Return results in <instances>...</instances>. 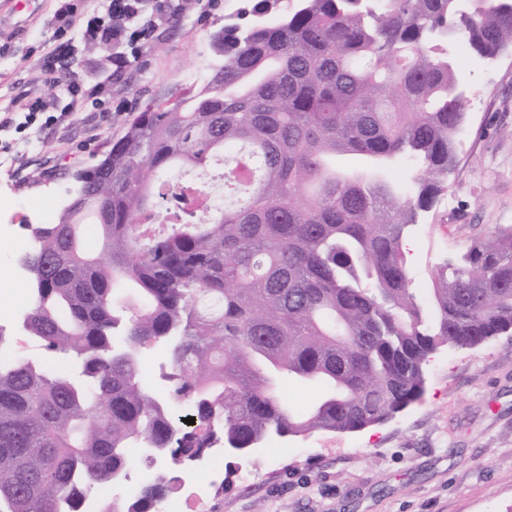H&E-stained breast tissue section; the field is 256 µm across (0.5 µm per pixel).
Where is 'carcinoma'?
<instances>
[{"instance_id": "1", "label": "carcinoma", "mask_w": 512, "mask_h": 512, "mask_svg": "<svg viewBox=\"0 0 512 512\" xmlns=\"http://www.w3.org/2000/svg\"><path fill=\"white\" fill-rule=\"evenodd\" d=\"M224 25L221 80L149 105L87 170L108 201L27 224L43 356L0 359V512H90L87 491L150 448L169 469L99 512H155L218 441L356 432L419 401L440 349L512 334V227L417 288L405 242L448 190L467 122L453 46L512 49V0H249ZM107 69L118 46L89 43ZM224 161V210L192 201ZM407 162L411 183L393 179ZM176 208L161 211L163 188ZM99 224L87 252L80 226ZM166 350L161 388L140 356ZM324 387L305 412L284 379ZM183 407L195 424L182 422Z\"/></svg>"}]
</instances>
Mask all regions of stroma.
<instances>
[{
  "mask_svg": "<svg viewBox=\"0 0 512 512\" xmlns=\"http://www.w3.org/2000/svg\"><path fill=\"white\" fill-rule=\"evenodd\" d=\"M71 50L54 71L60 0L0 10V225L25 240L30 224L56 222L74 173L97 164L138 112L200 90L219 59L210 39L236 0H163L154 37L120 40L125 68L106 75L86 53L90 20L108 0H71ZM470 94L458 165L446 202L412 236L409 266L425 287L433 266L472 240L512 226V50L487 61L459 58ZM108 86L96 107L72 104V82ZM64 113L58 125L24 127L31 99ZM202 512H512V335L470 350H440L421 401L358 432L284 438L280 452L224 456Z\"/></svg>",
  "mask_w": 512,
  "mask_h": 512,
  "instance_id": "obj_1",
  "label": "stroma"
}]
</instances>
